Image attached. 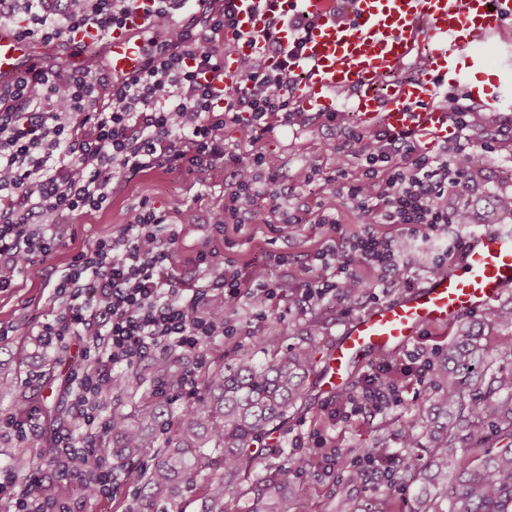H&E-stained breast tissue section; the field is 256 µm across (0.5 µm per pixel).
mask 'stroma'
Returning a JSON list of instances; mask_svg holds the SVG:
<instances>
[{"label": "stroma", "mask_w": 512, "mask_h": 512, "mask_svg": "<svg viewBox=\"0 0 512 512\" xmlns=\"http://www.w3.org/2000/svg\"><path fill=\"white\" fill-rule=\"evenodd\" d=\"M499 117L498 125L488 127L482 123L480 113L469 116L470 140L489 149L486 169L472 197L479 211L486 210L494 196L512 191V109L500 110ZM356 130L351 114L341 112L335 122L318 119L304 131L279 127L264 134L258 142V149L270 157L286 189L281 203L302 213L306 219L305 224L286 238L265 224H229L220 232L209 224L208 200L222 192L229 180L228 173L220 168L199 179L180 178L164 170L133 178L120 176L112 183V203L108 208L64 217L59 228L62 244L43 264L40 274L20 278L14 288L0 291V326L10 330L9 335L0 336V375L7 373L15 379L12 394L0 396V414L16 411L21 403L37 410L36 428L27 440H18L11 429L0 427V467L10 468L22 477L38 473L42 484H56L59 502L73 503L80 498L79 485L56 479L47 456L56 434H79L86 430L83 422L71 414L67 398L74 372L84 363L85 345L76 340L68 349L60 351L44 347L37 336L40 323L52 319L59 307L52 285L78 252L97 239L118 234L132 220L139 203L146 200L179 222L175 270L190 287H209L210 280L203 273L198 254L211 249L226 254L243 269L258 260L269 261L274 255L286 256L285 264H271L272 277L302 283L309 275L312 255L324 245L329 234L328 229L309 221L316 198L326 188L325 176L339 167L344 169L347 179L361 175V160L346 146ZM440 241L436 235L430 243L418 246L405 280L382 285L368 269H361L360 274L375 285L382 300L394 299L407 292L409 285L421 284L428 277ZM212 302L223 308L225 320L241 329L242 334L236 341L220 340L209 346L204 352V368H212L218 361L245 351L252 353L257 361H264L266 352L243 334L253 318L252 308L225 299L219 291ZM502 306L512 307V295L503 298L500 305L468 315L464 322L486 345V365L493 374L512 371V328L496 323V314ZM369 307L364 299L347 306L330 303L313 311L302 309L295 300L284 302L268 311L263 333L275 338L282 347L313 341L323 354L345 326ZM20 346L26 347L30 354L28 362L23 364L17 363L14 357ZM162 363L179 371L193 367L195 357L180 352L149 356L131 371L129 388L100 394V405L109 411H128L142 400L154 397L157 367ZM367 374V368L357 369L350 386L330 396L321 394L316 378H309L306 394L289 411L287 421L271 430L266 440L269 451L254 459L252 475H262L267 465L275 462V449L287 447L290 439L299 433L315 435L318 444L308 448L307 453L317 463L337 448H371L379 442L401 448L406 434L405 420L416 410L431 409L435 389L428 384L414 386L406 392L404 406L376 417L362 416L350 424L340 423L334 416L338 403L361 398ZM419 487L414 475L391 487L385 478L370 471L362 481L352 484L344 466H337L329 475L317 466L291 486L290 493L298 512H379L390 493L402 502L404 512H414Z\"/></svg>", "instance_id": "1"}]
</instances>
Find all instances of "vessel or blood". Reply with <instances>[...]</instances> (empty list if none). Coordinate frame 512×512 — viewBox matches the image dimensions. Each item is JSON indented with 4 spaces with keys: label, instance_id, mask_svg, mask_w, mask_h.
<instances>
[{
    "label": "vessel or blood",
    "instance_id": "b4317fda",
    "mask_svg": "<svg viewBox=\"0 0 512 512\" xmlns=\"http://www.w3.org/2000/svg\"><path fill=\"white\" fill-rule=\"evenodd\" d=\"M306 14L302 38L281 32L285 43L301 40L298 56H270L277 71L289 67L296 103L333 112L338 97L349 94L350 111L362 129L412 132L434 147L456 134L438 100L448 88H466L459 60L476 42L512 29V0H291ZM276 0H237L236 25L227 33L234 45L224 69L235 72L242 56L261 54L258 34ZM144 12L107 34V56L114 75L136 72L143 64L140 34ZM39 47L0 25V81L17 77ZM419 56L414 75H404L407 60ZM512 292V233L496 228L469 234L450 274L432 276L404 296L352 319L326 355L318 380L331 395L351 383L353 366L394 356L428 326H445L487 307Z\"/></svg>",
    "mask_w": 512,
    "mask_h": 512
}]
</instances>
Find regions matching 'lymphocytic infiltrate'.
<instances>
[{
	"instance_id": "obj_1",
	"label": "lymphocytic infiltrate",
	"mask_w": 512,
	"mask_h": 512,
	"mask_svg": "<svg viewBox=\"0 0 512 512\" xmlns=\"http://www.w3.org/2000/svg\"><path fill=\"white\" fill-rule=\"evenodd\" d=\"M205 2L206 11L196 15L186 11L183 0H152L145 9L153 32L147 64L118 78L99 52L83 54L75 66L53 51L70 48L68 34L85 27L123 25L140 8L139 0H0V19L14 20L20 36L44 48L19 77L0 84L1 291L14 287L21 275L39 274L61 243L59 217L107 207L120 173L163 169L199 178L221 167L231 180L209 200V221L216 229L256 215L283 234L302 223L300 214L278 204L270 159L227 146L224 128L235 126L254 143L279 126L307 128L312 114L293 106L288 70H269L263 57L243 60L236 73L225 72L224 57L232 51L225 31L234 22V0ZM225 97L226 107L220 104ZM470 112L463 104L451 109L457 133L433 149L407 133H356L353 142L366 172L343 183L327 176L313 221L339 228L338 204L345 199L368 228L314 253L301 291L270 279L265 265L245 272L216 251L200 252L213 286L254 307L251 336H260L269 309L296 297L311 307L347 304L366 293L379 301L360 267L403 279L411 237L419 229L455 231L433 272L447 270L462 255L460 231L476 221L470 197L487 162L486 149L465 134ZM374 224H403L408 232L380 237L370 230ZM179 236L166 212L141 201L120 234L76 254L53 285L60 309L39 326L40 340L57 348L75 337L85 340L89 362L70 408L91 430L55 439L57 477L81 486L80 502L66 512H94L112 491V468L97 441L111 431L112 417L101 412L96 391L117 388L122 366L155 352H199L235 333L202 293L178 278L173 252ZM390 379V366L376 367L365 399L347 401L339 422H351L369 408L382 412L401 405L403 392ZM2 500L12 512H54L34 483L18 484L12 473L0 470Z\"/></svg>"
}]
</instances>
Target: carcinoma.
<instances>
[{
  "label": "carcinoma",
  "mask_w": 512,
  "mask_h": 512,
  "mask_svg": "<svg viewBox=\"0 0 512 512\" xmlns=\"http://www.w3.org/2000/svg\"><path fill=\"white\" fill-rule=\"evenodd\" d=\"M450 350L457 368L438 366L439 413L473 427L487 422L496 437L511 439L512 373L501 372L485 382L484 346L465 331ZM316 355L311 343L275 351L264 363L241 354L210 369L202 379V396L184 411L150 398L130 413H112V434L103 447L112 456V483L132 479L143 485L137 512H166L167 505L199 491L200 512H227V498L241 487L249 504L245 512H291L288 464L268 467L251 481V447L287 419L304 394ZM406 427L422 429L430 448V471L419 490L427 507L419 512H512V448L494 455L481 452L483 437L450 434L448 422L439 424L422 411ZM161 431L166 437L157 447ZM154 447V464L140 469ZM403 447L397 469L413 472L420 443L409 436ZM450 470L456 478L451 497Z\"/></svg>",
  "instance_id": "carcinoma-1"
}]
</instances>
